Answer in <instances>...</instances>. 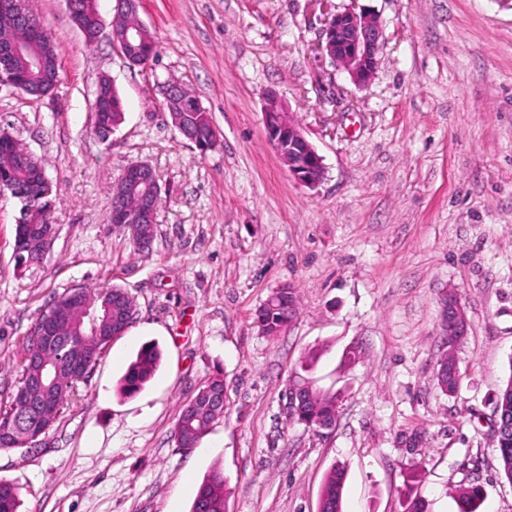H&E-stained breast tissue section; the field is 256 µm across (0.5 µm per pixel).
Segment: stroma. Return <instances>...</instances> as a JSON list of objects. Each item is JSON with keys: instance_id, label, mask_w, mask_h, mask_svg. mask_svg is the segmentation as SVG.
<instances>
[{"instance_id": "35a3bbf8", "label": "stroma", "mask_w": 512, "mask_h": 512, "mask_svg": "<svg viewBox=\"0 0 512 512\" xmlns=\"http://www.w3.org/2000/svg\"><path fill=\"white\" fill-rule=\"evenodd\" d=\"M330 4L381 20L366 85L320 54L318 0H141L160 42L145 67L113 46L115 0H98L105 32L91 46L65 0H29L61 82L49 97L0 88V128L44 161L57 197L51 250L26 268L13 260L18 207L0 200V404L54 295L115 285L138 315L37 447L0 450L18 512H190L214 470L231 489L227 512H319L336 465L343 512H406L414 496L457 512L456 491L472 482L480 512H512L492 436L512 377V0ZM104 76L125 109L107 142L90 131ZM169 79L211 114L212 150L172 128L157 89ZM271 91L323 159L316 186L295 180L267 136ZM133 162L161 185L145 251L106 222ZM286 283L300 314L266 336L254 313ZM449 289L470 323L451 396L435 381ZM149 341L161 365L123 396L119 380ZM303 373L338 395L334 428L289 421L284 393ZM216 374L223 418L196 448H177L181 408Z\"/></svg>"}]
</instances>
